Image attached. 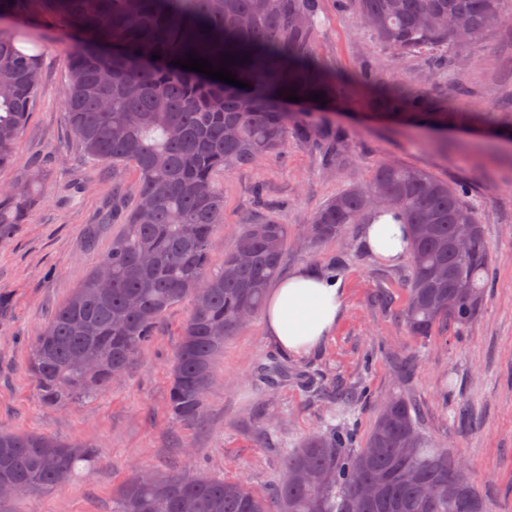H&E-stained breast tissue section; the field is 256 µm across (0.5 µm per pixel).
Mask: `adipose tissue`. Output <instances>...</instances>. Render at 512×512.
I'll list each match as a JSON object with an SVG mask.
<instances>
[{"instance_id": "adipose-tissue-1", "label": "adipose tissue", "mask_w": 512, "mask_h": 512, "mask_svg": "<svg viewBox=\"0 0 512 512\" xmlns=\"http://www.w3.org/2000/svg\"><path fill=\"white\" fill-rule=\"evenodd\" d=\"M363 240L370 253L389 265L410 253L408 225L395 223L388 215L365 225ZM343 306L340 280L298 268L270 292L263 312L265 334L285 354L307 356L333 335Z\"/></svg>"}]
</instances>
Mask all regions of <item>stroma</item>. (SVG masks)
Listing matches in <instances>:
<instances>
[{"mask_svg": "<svg viewBox=\"0 0 512 512\" xmlns=\"http://www.w3.org/2000/svg\"><path fill=\"white\" fill-rule=\"evenodd\" d=\"M316 21L315 58L352 81L336 102L286 108L329 118L345 136L343 151L333 158L292 138L282 152L226 173L220 181L224 222L210 250L222 261L246 224L270 216L288 227L282 273L300 266L321 272L337 263L346 296L335 333L312 354L287 361L291 371L321 377L325 390L315 395L292 380L270 390L256 386L258 363L278 354L257 316L225 343L199 424L172 422L167 409L186 302L163 316L154 341L97 400L47 407L26 371L32 338L119 233L123 213L114 212L107 224L101 216L116 189L133 192L138 173L129 164H91L81 150L65 117L68 42L58 20L0 21L36 34L43 45L41 88L17 163L0 170V184L14 182L32 162L47 174L27 223L0 246V294L9 299L0 318V429L85 441L101 455L50 492L0 501V512H112L113 491L136 469L165 474L187 457L199 474L240 480L264 495L285 478V451L325 428L337 393L358 396L354 422L362 440L379 404L395 391L410 399L432 444L465 458L489 512H512V153L491 151L488 139L451 128L387 118L357 81L367 73L405 79L454 112L512 113V2L502 22L462 48L453 63L435 49L386 51L349 0H318ZM386 163L470 185L464 200L485 228L491 263L482 310L464 331L442 325L427 339L410 335L402 313L411 263L379 261L364 248L361 225L321 243L307 234L330 198L366 187ZM177 448L187 457L174 456Z\"/></svg>", "mask_w": 512, "mask_h": 512, "instance_id": "stroma-1", "label": "stroma"}]
</instances>
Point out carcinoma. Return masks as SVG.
<instances>
[{
  "label": "carcinoma",
  "mask_w": 512,
  "mask_h": 512,
  "mask_svg": "<svg viewBox=\"0 0 512 512\" xmlns=\"http://www.w3.org/2000/svg\"><path fill=\"white\" fill-rule=\"evenodd\" d=\"M379 42L398 54L423 47L453 56L501 20L504 0H353ZM315 0H0L4 15L59 18L69 32L64 108L83 153L96 163L130 164L139 173L124 231L97 260L30 344L26 366L45 404L93 400L127 371L152 342L163 315L190 303L171 367L168 410L178 422L202 421L214 363L265 302L281 270L288 225L269 217L246 226L236 248L210 271L209 242L224 223L218 177L280 151L288 136L336 155V126L283 109L294 94L330 102L343 87L312 49ZM41 43L0 30V168L16 161L20 133L40 84ZM158 54L160 59L152 56ZM224 65L240 88L175 62L187 55ZM372 104L405 111L422 125L454 126L457 112H440L422 90L386 87ZM470 120L492 139L512 141V121ZM45 174L31 164L0 188V245L9 241L42 197ZM465 189L423 170L381 165L364 188L327 201L312 218L314 242L351 224L390 214L410 227L412 273L403 319L426 339L447 324L468 328L485 297L491 261L483 225ZM461 224L474 225L464 252L449 246ZM154 257L150 266L142 257ZM112 287L94 286L98 267ZM80 356L81 366L72 361ZM288 376L272 358L261 368L268 384ZM96 450L38 433L0 430V482L48 492L68 481ZM288 477L266 496L241 480L177 471L138 470L115 495L112 512H488L475 484L452 472L465 460L434 448L409 400L395 393L380 407L367 438L352 446L351 430L329 425L286 456Z\"/></svg>",
  "instance_id": "carcinoma-1"
}]
</instances>
